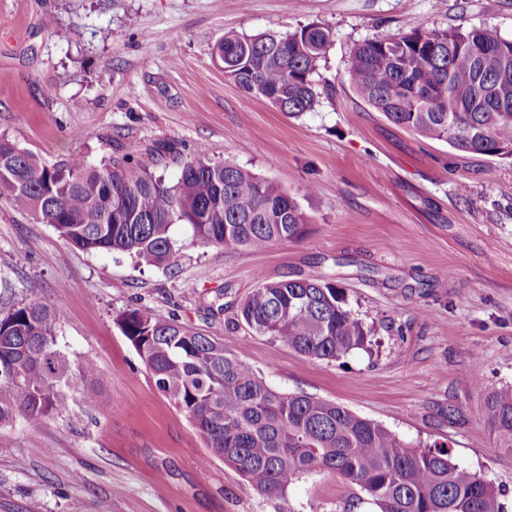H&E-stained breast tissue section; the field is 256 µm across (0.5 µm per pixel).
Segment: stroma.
Instances as JSON below:
<instances>
[{
	"instance_id": "obj_1",
	"label": "stroma",
	"mask_w": 512,
	"mask_h": 512,
	"mask_svg": "<svg viewBox=\"0 0 512 512\" xmlns=\"http://www.w3.org/2000/svg\"><path fill=\"white\" fill-rule=\"evenodd\" d=\"M308 24L332 42L314 76L320 103L302 117L244 93L213 57L224 34ZM480 27L512 39V0H0V140L49 165L170 144L155 167L169 183L203 146L280 183L310 228L253 252L201 246L178 225L163 269L80 250L0 195V317L53 303L72 372L64 409L0 425V512H375L336 472L269 499L215 457L119 327L139 307L223 342L272 388L448 448L512 512V450L484 415L490 393L512 389V158L396 127L345 79L361 41ZM320 274L370 329L367 348L315 359L237 322L259 280ZM88 362L93 408L80 400Z\"/></svg>"
}]
</instances>
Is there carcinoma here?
Returning <instances> with one entry per match:
<instances>
[{
	"label": "carcinoma",
	"instance_id": "obj_1",
	"mask_svg": "<svg viewBox=\"0 0 512 512\" xmlns=\"http://www.w3.org/2000/svg\"><path fill=\"white\" fill-rule=\"evenodd\" d=\"M331 30L226 34L213 56L244 92L290 117L319 104L313 74ZM356 95L392 124L459 153L512 157V39L492 28L414 29L354 46L345 70ZM159 152L133 148L99 166L74 154L48 166L0 141V193L85 251L125 253L168 266L171 229L205 246L263 251L297 241L308 218L276 181L214 161L204 148L180 161L173 184L154 175ZM237 317L257 335L298 353L337 360L368 333L345 296L322 276L260 280ZM57 308L44 299L0 318V423L42 420L61 404L71 369L56 348ZM119 325L156 387L184 412L216 457L260 494L285 498L304 475L333 470L359 486L378 512H505L494 487L456 464L445 447L413 446L347 408L270 387L242 356L187 330L174 315L124 312ZM485 413L501 448H512V392L492 393Z\"/></svg>",
	"mask_w": 512,
	"mask_h": 512
}]
</instances>
